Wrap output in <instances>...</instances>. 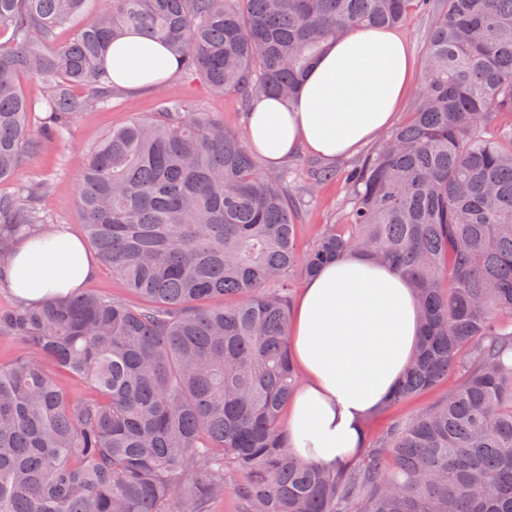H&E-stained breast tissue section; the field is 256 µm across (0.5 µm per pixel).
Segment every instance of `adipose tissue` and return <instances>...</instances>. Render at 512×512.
Here are the masks:
<instances>
[{
  "instance_id": "obj_1",
  "label": "adipose tissue",
  "mask_w": 512,
  "mask_h": 512,
  "mask_svg": "<svg viewBox=\"0 0 512 512\" xmlns=\"http://www.w3.org/2000/svg\"><path fill=\"white\" fill-rule=\"evenodd\" d=\"M105 62L117 88H155L178 62L160 42L130 32ZM412 61L392 30H360L330 44L293 100L257 98L248 141L269 167L300 152L326 162L350 155L392 125ZM96 273L86 244L63 230L18 242L6 264L14 297L35 305L69 294ZM421 327L408 279L351 253L308 277L290 311V352L301 385L288 407L292 453L333 467L366 446V418L389 396Z\"/></svg>"
}]
</instances>
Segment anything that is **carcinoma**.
Returning <instances> with one entry per match:
<instances>
[{"mask_svg": "<svg viewBox=\"0 0 512 512\" xmlns=\"http://www.w3.org/2000/svg\"><path fill=\"white\" fill-rule=\"evenodd\" d=\"M415 9L433 24L409 118L346 174L350 222L307 245L288 173L205 112L162 97L93 151L87 239L142 303L78 288L0 310L21 348L0 364V512H209L230 489L244 512H512V121L497 122L512 0H0V182L109 103L105 50L130 31L247 107L294 96L329 42ZM40 223L0 196V250ZM352 250L406 273L420 305L421 344L382 408L445 393L324 468L288 449L289 311L296 280ZM46 360L94 396L72 399Z\"/></svg>", "mask_w": 512, "mask_h": 512, "instance_id": "obj_1", "label": "carcinoma"}]
</instances>
